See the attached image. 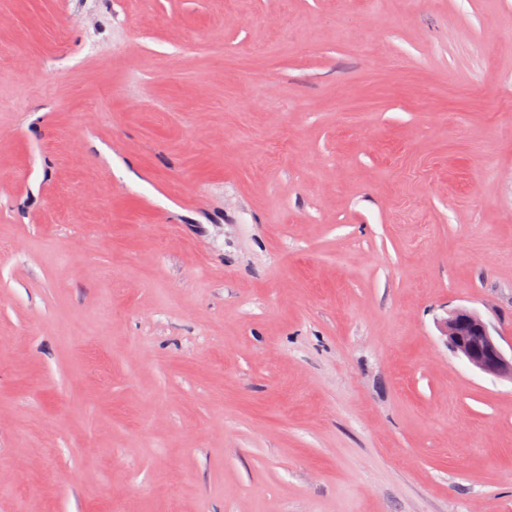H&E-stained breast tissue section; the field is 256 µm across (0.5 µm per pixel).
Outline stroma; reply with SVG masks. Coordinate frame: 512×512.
Wrapping results in <instances>:
<instances>
[{"mask_svg": "<svg viewBox=\"0 0 512 512\" xmlns=\"http://www.w3.org/2000/svg\"><path fill=\"white\" fill-rule=\"evenodd\" d=\"M459 307L512 0H0V512H512Z\"/></svg>", "mask_w": 512, "mask_h": 512, "instance_id": "1", "label": "stroma"}]
</instances>
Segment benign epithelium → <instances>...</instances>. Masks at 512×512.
I'll return each instance as SVG.
<instances>
[{
    "mask_svg": "<svg viewBox=\"0 0 512 512\" xmlns=\"http://www.w3.org/2000/svg\"><path fill=\"white\" fill-rule=\"evenodd\" d=\"M447 346L475 370L512 381V356H507L489 325L473 310L459 308L440 326Z\"/></svg>",
    "mask_w": 512,
    "mask_h": 512,
    "instance_id": "benign-epithelium-1",
    "label": "benign epithelium"
}]
</instances>
